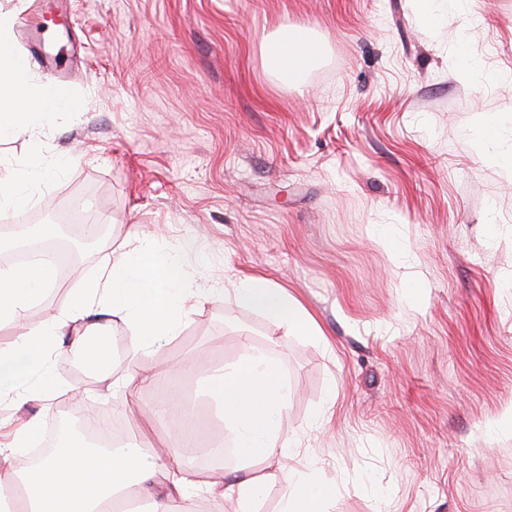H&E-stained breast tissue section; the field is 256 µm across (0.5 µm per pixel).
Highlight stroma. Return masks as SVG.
Here are the masks:
<instances>
[{
	"label": "stroma",
	"instance_id": "stroma-1",
	"mask_svg": "<svg viewBox=\"0 0 512 512\" xmlns=\"http://www.w3.org/2000/svg\"><path fill=\"white\" fill-rule=\"evenodd\" d=\"M36 81L83 101L0 139V160L61 172L4 224H47L86 202L105 228L64 287L34 311L72 303L128 233L159 256L190 240L206 289L176 336L142 366L203 356L191 396L228 436L206 369L263 349L288 377L285 433L302 440L328 512H512V0H452L425 26L414 0H0ZM318 34L304 93L273 78L262 49L283 24ZM497 119V135L479 129ZM397 233L401 254L380 236ZM252 274L287 289L324 340L287 335L221 295ZM423 289L406 301L409 278ZM217 294H209V287ZM129 333L107 364L70 347L52 357L77 397L0 405L49 422L107 407L136 417L135 454L166 440L168 392H138ZM331 421L313 427L326 402Z\"/></svg>",
	"mask_w": 512,
	"mask_h": 512
}]
</instances>
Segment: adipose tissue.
Listing matches in <instances>:
<instances>
[{
  "label": "adipose tissue",
  "instance_id": "adipose-tissue-1",
  "mask_svg": "<svg viewBox=\"0 0 512 512\" xmlns=\"http://www.w3.org/2000/svg\"><path fill=\"white\" fill-rule=\"evenodd\" d=\"M13 26V15L0 13V138L35 126L44 114L76 107L50 85L34 82L27 61L10 48ZM321 52L306 31L293 27L285 50L276 52L274 42H266L263 59L270 73L299 89L304 82L297 68L319 59ZM46 174L36 161L7 166L0 174V212L24 206ZM191 249V244H182L176 257L163 259L151 246L132 245L104 261L75 304L42 324L23 325L14 343L0 350V402L48 401L69 393V383L53 368L50 350L67 342L80 348L88 364H100L108 354L110 337L98 332V314L126 326L134 352L176 335L195 297L183 286L182 258ZM56 283L55 271L47 263H1L0 325L23 324L26 312ZM232 285L240 304L265 314L288 334L321 336L312 315L285 289L252 276L236 277ZM209 385L233 434L239 474L199 482L183 472L189 446L184 422L175 424L168 458L159 463L124 448L98 449L72 440L18 469L14 458L21 450L36 447L42 433V421L34 416L10 440L0 442V502L11 500V512H118L131 500L149 499L153 512H188L189 501L202 491L233 504L234 512H251L265 485L281 480L288 485L281 512H325L327 491L314 469L305 463L284 464L293 440L283 432L288 392L280 368L269 358L249 353L216 370Z\"/></svg>",
  "mask_w": 512,
  "mask_h": 512
}]
</instances>
